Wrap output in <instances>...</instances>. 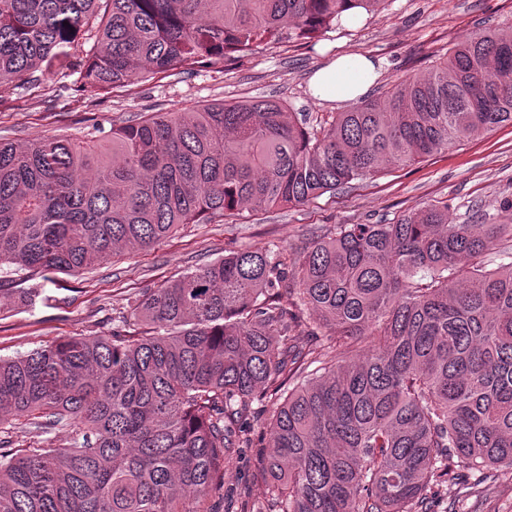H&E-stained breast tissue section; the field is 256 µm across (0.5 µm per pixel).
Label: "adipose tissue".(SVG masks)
<instances>
[{
	"mask_svg": "<svg viewBox=\"0 0 512 512\" xmlns=\"http://www.w3.org/2000/svg\"><path fill=\"white\" fill-rule=\"evenodd\" d=\"M378 69L372 58L343 55L312 76L310 89L314 97L324 101L353 103L369 92L378 77Z\"/></svg>",
	"mask_w": 512,
	"mask_h": 512,
	"instance_id": "1",
	"label": "adipose tissue"
}]
</instances>
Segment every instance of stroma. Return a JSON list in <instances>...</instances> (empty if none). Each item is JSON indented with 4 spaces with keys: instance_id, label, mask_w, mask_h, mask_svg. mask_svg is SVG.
Listing matches in <instances>:
<instances>
[{
    "instance_id": "1",
    "label": "stroma",
    "mask_w": 512,
    "mask_h": 512,
    "mask_svg": "<svg viewBox=\"0 0 512 512\" xmlns=\"http://www.w3.org/2000/svg\"><path fill=\"white\" fill-rule=\"evenodd\" d=\"M512 25V0H388L380 13L356 25L334 26L316 46L261 47L234 62L195 74L172 75L132 91L93 99L58 95L54 81L18 94L0 92V137L23 142L34 136L80 138L92 123L132 119L147 112H181L199 104L276 100L305 114L310 124L331 118L340 104L315 99L309 78L342 53L380 60L369 98L376 99L405 77L428 70L465 34ZM512 197V126L466 140L410 167H390L352 188L324 194L294 209L242 211L214 224H188L149 250L122 253L79 276L57 272L0 274V357L49 345L67 336L107 334L142 289L153 288L204 266L227 250L257 246L303 248L314 232L339 224H374L426 203L448 201L449 218L475 223L476 212ZM27 288L40 289L35 304L19 302ZM266 450L261 441L241 449L224 480V508L243 501L267 503L258 476ZM433 512H512V472H499L472 491L444 486Z\"/></svg>"
}]
</instances>
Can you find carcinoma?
I'll use <instances>...</instances> for the list:
<instances>
[{
    "instance_id": "cac0c4a2",
    "label": "carcinoma",
    "mask_w": 512,
    "mask_h": 512,
    "mask_svg": "<svg viewBox=\"0 0 512 512\" xmlns=\"http://www.w3.org/2000/svg\"><path fill=\"white\" fill-rule=\"evenodd\" d=\"M388 0H0V88L60 74L94 95L309 44ZM68 25H63V22ZM92 42L83 58L79 41ZM512 124V26L462 37L383 100L315 126L274 100L148 112L77 139L0 140V269L80 274L184 224L299 207ZM338 224L133 298L105 336L0 359V512H224V478L269 452V512H431L445 477L512 470V199ZM496 251L500 264L486 257ZM330 330L304 341V311ZM24 423L38 441L13 446ZM54 430L66 443L40 436Z\"/></svg>"
}]
</instances>
